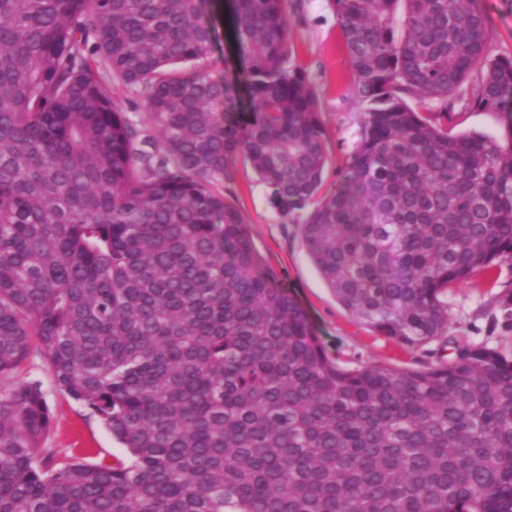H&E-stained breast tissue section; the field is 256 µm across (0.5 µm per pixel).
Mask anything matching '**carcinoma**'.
<instances>
[{"label": "carcinoma", "instance_id": "1", "mask_svg": "<svg viewBox=\"0 0 512 512\" xmlns=\"http://www.w3.org/2000/svg\"><path fill=\"white\" fill-rule=\"evenodd\" d=\"M359 138L336 189L286 0H220L243 91L202 64L200 0H0V512H512V359L347 368L223 193L243 156L337 302L408 346L448 288L512 261V110L481 0H326ZM129 457L54 462L34 349ZM475 80V76L469 78L448 102V131L453 134L475 131L506 140V119L503 114L464 109V99L470 96Z\"/></svg>", "mask_w": 512, "mask_h": 512}]
</instances>
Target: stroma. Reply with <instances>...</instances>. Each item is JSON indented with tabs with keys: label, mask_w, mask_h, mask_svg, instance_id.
Here are the masks:
<instances>
[{
	"label": "stroma",
	"mask_w": 512,
	"mask_h": 512,
	"mask_svg": "<svg viewBox=\"0 0 512 512\" xmlns=\"http://www.w3.org/2000/svg\"><path fill=\"white\" fill-rule=\"evenodd\" d=\"M493 35L490 52L512 53V0H482ZM291 27L288 64L301 69L315 89L325 128L327 163L323 191L336 187L359 134L361 106L351 94L352 69L343 33L325 0H288ZM202 14L214 27L211 49L203 61L217 81L236 82L237 73L225 61L233 50L222 19L210 0ZM471 83H464L449 101L448 129L453 133L480 132L506 139L503 114L465 109ZM232 201L248 224L254 243L267 267L298 303L327 355L347 367L390 364L400 368L430 366L438 359V342L407 346L374 335L337 302L313 266L300 233L299 223L285 218L269 200L270 191L250 163L237 158ZM512 294V265L504 263L491 273L478 272L448 292V335L486 344L512 358V314L502 300ZM40 380L53 413L44 448L54 460L78 457L87 462L126 456L123 448L90 409L61 395L54 384L47 359L36 357L31 371Z\"/></svg>",
	"instance_id": "35a3bbf8"
}]
</instances>
